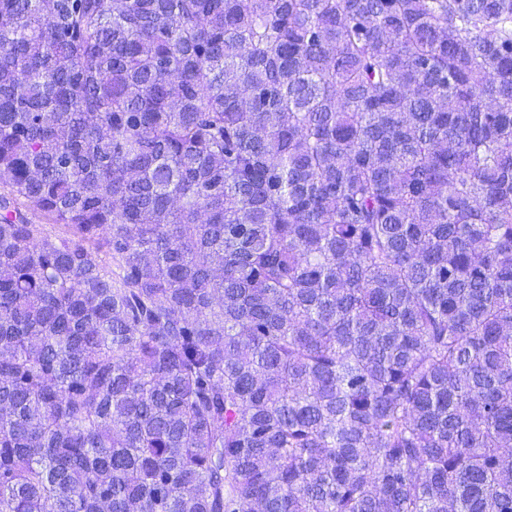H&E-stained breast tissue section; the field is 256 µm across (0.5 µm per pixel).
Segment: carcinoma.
<instances>
[{"instance_id":"cac0c4a2","label":"carcinoma","mask_w":512,"mask_h":512,"mask_svg":"<svg viewBox=\"0 0 512 512\" xmlns=\"http://www.w3.org/2000/svg\"><path fill=\"white\" fill-rule=\"evenodd\" d=\"M450 504L512 512V0H0V512Z\"/></svg>"}]
</instances>
